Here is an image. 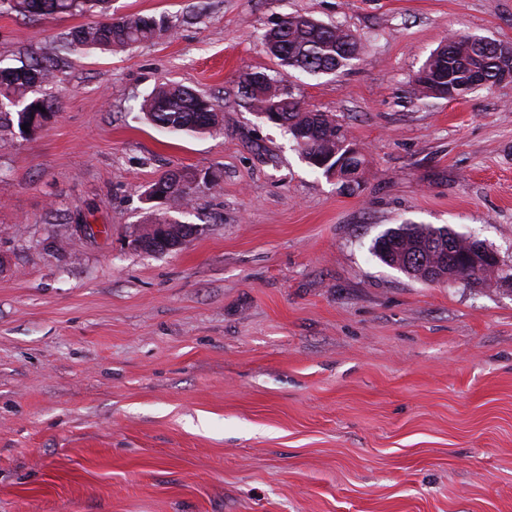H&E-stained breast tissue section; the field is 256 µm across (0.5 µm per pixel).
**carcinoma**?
<instances>
[{
    "instance_id": "cac0c4a2",
    "label": "carcinoma",
    "mask_w": 512,
    "mask_h": 512,
    "mask_svg": "<svg viewBox=\"0 0 512 512\" xmlns=\"http://www.w3.org/2000/svg\"><path fill=\"white\" fill-rule=\"evenodd\" d=\"M105 0H0V8L23 17L65 15L91 12ZM168 19L140 14L119 19L102 16L68 34L65 49L71 52L112 51L149 42L171 31ZM266 52L283 68L309 73H332L344 68L361 54L362 42L336 26L320 23L304 15H291L276 30L263 35ZM442 49L450 52L448 72L452 80L462 82L467 73L479 70L487 79L496 77L494 60L512 54V44L502 41L484 42L478 36H452ZM66 64L63 54L32 57L19 66L0 67V127L21 129L32 124L41 110L53 116L55 100L40 94ZM417 97L443 98L447 89L421 76L413 81ZM241 94L245 104L262 114L276 113L277 125L284 128L301 149L307 162L329 175L336 161L328 154L336 148V135L343 126L326 112L305 108L300 100L280 87L278 81L262 72H251L242 79ZM142 110L153 125L174 132H199L219 126L217 104L191 89L161 83L145 98ZM157 192L170 201H187L194 197L191 183L178 174L163 176L154 182ZM473 241L446 227L407 225L390 230L373 244L379 260L389 267L414 277H425L428 269L440 266L447 251L462 257L470 251Z\"/></svg>"
}]
</instances>
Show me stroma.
<instances>
[{"instance_id":"stroma-1","label":"stroma","mask_w":512,"mask_h":512,"mask_svg":"<svg viewBox=\"0 0 512 512\" xmlns=\"http://www.w3.org/2000/svg\"><path fill=\"white\" fill-rule=\"evenodd\" d=\"M110 11L174 29L69 53L50 124L0 129V512H512V85L411 86L450 35L512 43V0ZM287 14L364 51L333 74L282 69L261 38ZM88 21L0 14V66ZM251 71L335 114L366 157L357 190L244 104ZM166 81L214 99L221 126L148 123ZM169 172L194 177L199 207L162 210L198 232L131 249ZM402 224L480 241L499 270L410 277L372 252Z\"/></svg>"}]
</instances>
